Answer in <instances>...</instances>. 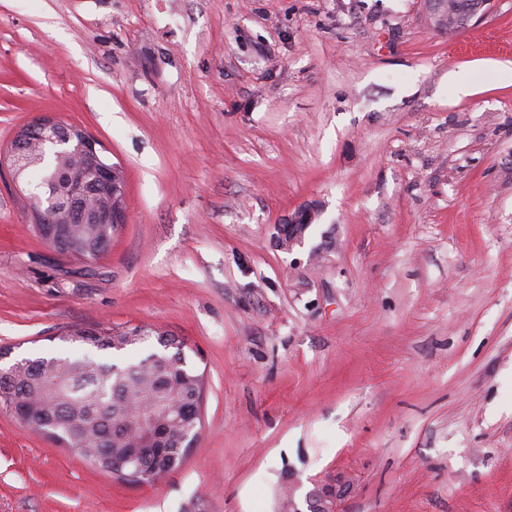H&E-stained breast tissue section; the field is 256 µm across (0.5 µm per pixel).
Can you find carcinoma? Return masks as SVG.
I'll use <instances>...</instances> for the list:
<instances>
[{
  "instance_id": "cac0c4a2",
  "label": "carcinoma",
  "mask_w": 512,
  "mask_h": 512,
  "mask_svg": "<svg viewBox=\"0 0 512 512\" xmlns=\"http://www.w3.org/2000/svg\"><path fill=\"white\" fill-rule=\"evenodd\" d=\"M58 165L59 157L54 153L41 157L37 150L25 163L24 173L34 178L29 186L37 197L36 203L46 208L58 203L57 189L50 185ZM123 335L122 329L101 327L75 341L98 351H120L150 339L146 334L133 342L113 343L112 338ZM157 343L161 351L123 367L89 357L35 358L32 364L53 367L55 373L41 375L26 369L15 386L14 400L27 406L35 421L53 417L77 425L75 440L90 454L102 456L98 464L103 470L109 467L107 458L124 447L115 440L114 430L121 429L129 442L137 444L148 430L138 417L143 412L152 413L158 427L167 431L174 455L168 463L176 468L183 459V432L192 425L177 416L196 389L204 388V379H196V372L188 366L182 341L159 332ZM168 463L157 461L155 465L162 470Z\"/></svg>"
}]
</instances>
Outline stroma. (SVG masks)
<instances>
[{"instance_id":"35a3bbf8","label":"stroma","mask_w":512,"mask_h":512,"mask_svg":"<svg viewBox=\"0 0 512 512\" xmlns=\"http://www.w3.org/2000/svg\"><path fill=\"white\" fill-rule=\"evenodd\" d=\"M512 0H0V151L49 114L126 178L101 256L0 176V349L144 326L206 387L182 466L128 484L0 410V512H512ZM471 84L455 98L449 77ZM318 215L292 252L276 224ZM312 486L305 493L303 502L297 501L295 489L289 488L288 502L283 511L341 512V505L349 493L351 482L345 475H336L315 481Z\"/></svg>"}]
</instances>
